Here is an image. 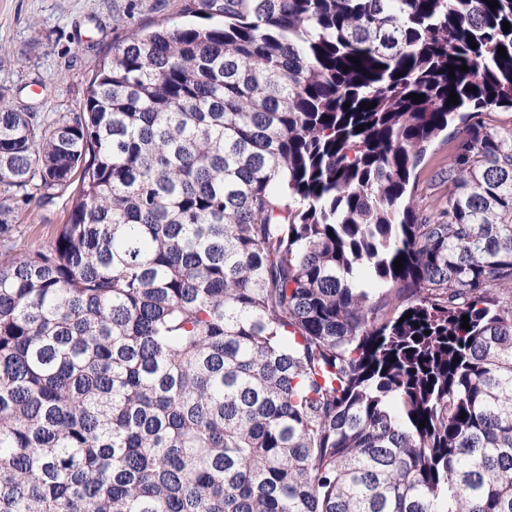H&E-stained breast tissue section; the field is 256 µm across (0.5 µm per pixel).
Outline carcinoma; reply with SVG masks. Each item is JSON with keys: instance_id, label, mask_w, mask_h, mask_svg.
Masks as SVG:
<instances>
[{"instance_id": "1", "label": "carcinoma", "mask_w": 512, "mask_h": 512, "mask_svg": "<svg viewBox=\"0 0 512 512\" xmlns=\"http://www.w3.org/2000/svg\"><path fill=\"white\" fill-rule=\"evenodd\" d=\"M184 2L0 95V512H512V0ZM453 128L448 129V143L441 135L428 151L424 161L417 168V178L413 192V203L421 211H430L448 201V184H435L431 177L436 170L448 165L452 152ZM68 195L57 198L52 204L36 206L19 203L20 224L13 239L8 243L12 256L24 255L45 245L64 224L69 212Z\"/></svg>"}]
</instances>
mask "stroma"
Masks as SVG:
<instances>
[{
    "label": "stroma",
    "instance_id": "1",
    "mask_svg": "<svg viewBox=\"0 0 512 512\" xmlns=\"http://www.w3.org/2000/svg\"><path fill=\"white\" fill-rule=\"evenodd\" d=\"M184 0H0V93L35 112H75L88 80L112 46L132 29L183 22ZM450 143L436 140L417 169L413 203L430 211L446 204L448 187L432 182L447 166ZM67 198L20 205L7 248L20 256L45 245L64 224Z\"/></svg>",
    "mask_w": 512,
    "mask_h": 512
}]
</instances>
